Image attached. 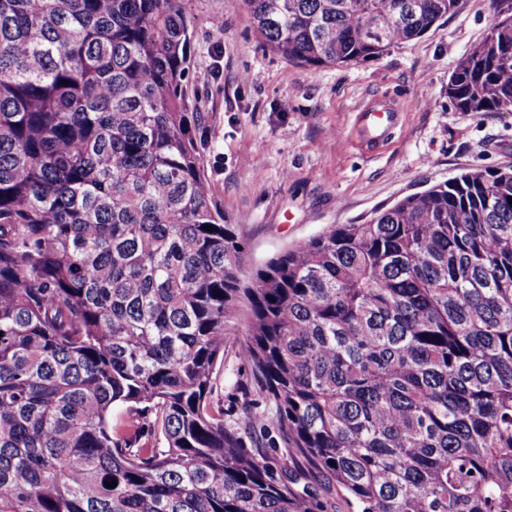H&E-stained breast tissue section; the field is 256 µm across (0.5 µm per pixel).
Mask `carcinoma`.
<instances>
[{
	"mask_svg": "<svg viewBox=\"0 0 512 512\" xmlns=\"http://www.w3.org/2000/svg\"><path fill=\"white\" fill-rule=\"evenodd\" d=\"M502 2L449 77L458 112H512ZM246 3L320 68L461 0ZM190 43L180 0H0V512H512V169L332 224L247 284ZM241 327L259 401L227 415ZM234 337L227 342L224 363L217 366L218 387L213 395L214 401L224 404L226 411L241 409L242 404L257 399L253 392L249 369L234 356Z\"/></svg>",
	"mask_w": 512,
	"mask_h": 512,
	"instance_id": "carcinoma-1",
	"label": "carcinoma"
}]
</instances>
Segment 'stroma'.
Returning a JSON list of instances; mask_svg holds the SVG:
<instances>
[{
    "mask_svg": "<svg viewBox=\"0 0 512 512\" xmlns=\"http://www.w3.org/2000/svg\"><path fill=\"white\" fill-rule=\"evenodd\" d=\"M191 38L185 94L211 192L252 273L329 224H365L402 196L475 169L512 167V112H459L448 79L495 15L491 0L460 10L380 58L312 69L273 52L245 0H182ZM402 114L387 145L353 142L372 99ZM214 400H254L249 369L226 346Z\"/></svg>",
    "mask_w": 512,
    "mask_h": 512,
    "instance_id": "35a3bbf8",
    "label": "stroma"
}]
</instances>
